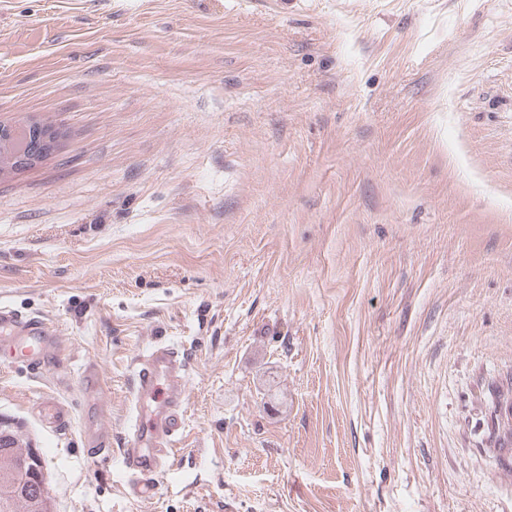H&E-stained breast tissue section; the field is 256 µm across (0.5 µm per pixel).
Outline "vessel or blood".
<instances>
[{"label":"vessel or blood","mask_w":512,"mask_h":512,"mask_svg":"<svg viewBox=\"0 0 512 512\" xmlns=\"http://www.w3.org/2000/svg\"><path fill=\"white\" fill-rule=\"evenodd\" d=\"M7 327L14 331L13 336L7 337V344L24 350L34 366H41L52 346L54 331L49 323L0 305V330ZM185 370L183 359L168 346L159 344L141 360L135 373L138 398L153 394L158 397L157 405L149 413L138 414L132 426V438L123 450L124 463L132 475L128 490L138 499L154 497L157 487L153 475L173 457L175 443L183 431L187 400Z\"/></svg>","instance_id":"obj_1"}]
</instances>
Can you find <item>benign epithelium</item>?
I'll return each instance as SVG.
<instances>
[{
  "mask_svg": "<svg viewBox=\"0 0 512 512\" xmlns=\"http://www.w3.org/2000/svg\"><path fill=\"white\" fill-rule=\"evenodd\" d=\"M58 132L51 126L29 123L0 126V179L30 168L51 154ZM43 480L38 457L25 451L19 442L6 435L0 437V498L13 501L27 497L26 487Z\"/></svg>",
  "mask_w": 512,
  "mask_h": 512,
  "instance_id": "7a95c632",
  "label": "benign epithelium"
}]
</instances>
